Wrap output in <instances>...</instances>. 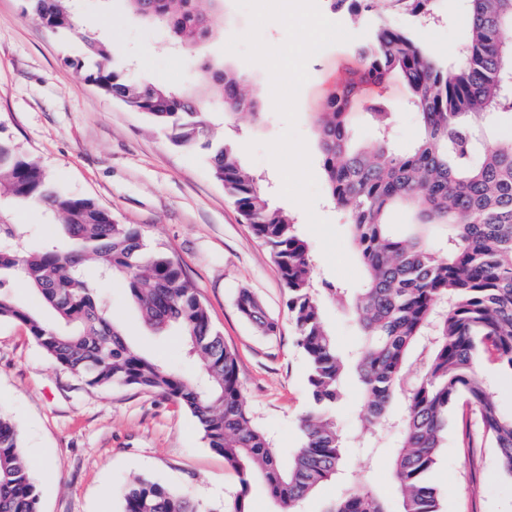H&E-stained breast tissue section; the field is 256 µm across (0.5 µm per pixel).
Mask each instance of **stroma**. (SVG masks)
Returning a JSON list of instances; mask_svg holds the SVG:
<instances>
[{
	"label": "stroma",
	"mask_w": 512,
	"mask_h": 512,
	"mask_svg": "<svg viewBox=\"0 0 512 512\" xmlns=\"http://www.w3.org/2000/svg\"><path fill=\"white\" fill-rule=\"evenodd\" d=\"M349 33L367 34L380 21L412 34L448 65L467 43L471 0H431L415 15L398 0H380L371 16L332 14ZM25 0H0V137L37 160L57 186L94 199L122 223L140 225L148 246H163L185 268L238 364L246 408L272 450L291 458L302 444L301 419L308 408L307 363L297 347L287 308V291L266 245L255 238L223 185L210 173L205 149L176 147L148 118L104 95L78 67L83 35L109 41L129 65L130 77L186 88L204 84L197 61L231 68L263 106L261 118L242 112L232 120L212 117L218 135L234 142L246 168L263 176L273 202L298 218L309 243L318 279L338 281L309 229L305 210L280 194L281 175L263 151L248 142L275 140L285 123L275 111L267 70L225 52L232 36L250 28L248 13L223 0L224 30L187 52L172 49L160 26L134 18L126 0H80L81 34H52L23 12ZM352 43H337L314 55L310 81L297 102V130L305 140L321 197L316 214L340 232L346 255L354 250L347 215L325 191L312 116L337 82L356 70ZM397 112L394 137L409 145L416 117L403 109L407 91L398 78L377 90ZM11 219L36 248L61 243L58 225L18 205ZM248 289L277 324L268 335L242 317L236 305ZM102 299L120 320L129 340L145 353L187 376L198 365L185 357L174 336H156L142 324L126 286L103 284ZM0 412L17 426L23 452L36 468L40 512H118L122 490L133 478H149L200 503L203 512H231L239 478L223 457L208 448L196 419L160 395L130 386L92 387L61 368L38 346L28 327L0 321ZM394 433L384 432L373 448L347 449V472L395 501L390 458ZM432 479L443 512H512V480L498 471L490 445L465 448L460 429L449 425Z\"/></svg>",
	"instance_id": "1"
}]
</instances>
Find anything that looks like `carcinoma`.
<instances>
[{
    "instance_id": "1",
    "label": "carcinoma",
    "mask_w": 512,
    "mask_h": 512,
    "mask_svg": "<svg viewBox=\"0 0 512 512\" xmlns=\"http://www.w3.org/2000/svg\"><path fill=\"white\" fill-rule=\"evenodd\" d=\"M28 14L48 32L77 31L75 0H26ZM145 23H157L173 45L189 49L209 39L221 20L197 0H129ZM335 12L358 16L379 0H329ZM512 0H472L467 54L455 68L425 50L410 34L384 22L356 43L360 69L327 98L315 125L328 197L349 218L363 268L362 287L340 283L317 287L308 243L294 218L273 206L261 180L240 165L233 144L210 138L207 114L216 97L225 114L261 104L247 97L242 81L224 67L199 62L208 85L173 89L128 78L109 43L82 36L91 61L86 80L107 96L145 114L170 132L173 144L199 146L215 180L224 185L254 235L269 248L288 294L296 343L308 362L309 405L302 418L303 444L281 460L245 407L235 354L214 329L194 282L178 261L151 249L140 228L124 224L93 200L61 191L44 167L0 139V202L32 203L58 217L72 242L62 251L47 244L15 245L21 227L0 213V320L28 326L41 349L90 386H133L157 393L197 420L208 448L224 458L241 486L232 512H251L247 495L260 480L276 512H303L305 501L336 479L348 442L336 410L344 399L347 372L362 393L364 442L381 432L398 434L390 460L399 495L396 509L368 485L351 481L323 512H441L430 481L448 431L457 416L462 444H473L477 422L495 449L498 470L512 478V415L505 416L479 361L494 357L512 375V139L496 137L494 118L512 112ZM398 76L409 90L405 106L417 116L418 135L395 145L396 113L379 97L364 101L363 119L377 147H361L350 108L365 87ZM394 206L416 218L406 235L394 232L387 214ZM121 278L143 322L158 334L177 332L184 353L200 366L185 377L126 339L98 286L85 274ZM27 285L54 312L45 322L11 292ZM345 309L360 331L348 353L336 345L320 296ZM241 315L266 334L277 324L258 299L243 289ZM0 512H38L33 470L11 419L0 413ZM120 512H202L190 497L149 479L123 491Z\"/></svg>"
}]
</instances>
